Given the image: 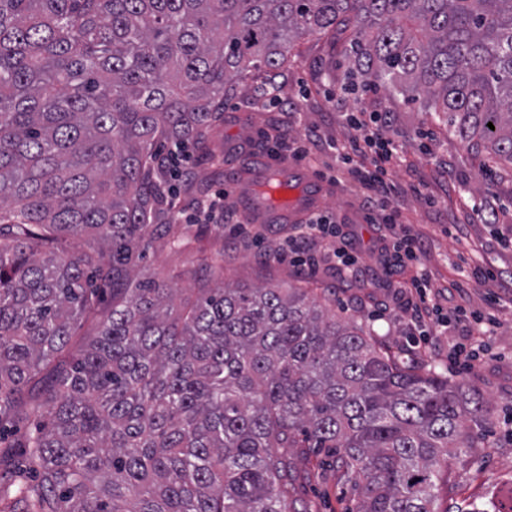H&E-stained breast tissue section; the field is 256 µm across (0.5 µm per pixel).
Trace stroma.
Wrapping results in <instances>:
<instances>
[{
	"label": "stroma",
	"instance_id": "stroma-1",
	"mask_svg": "<svg viewBox=\"0 0 512 512\" xmlns=\"http://www.w3.org/2000/svg\"><path fill=\"white\" fill-rule=\"evenodd\" d=\"M344 48V42L328 36H305L297 41L288 68L239 83L236 94L224 103V121L212 133L206 152H191L182 165L190 190L176 200L182 209L181 249L174 252L152 245L137 272L142 278L163 276L176 288H192L200 258L220 251L225 283L285 288L306 280L316 292L334 288L333 312L363 323L393 350L404 349L407 342L418 340L421 331H430L428 347L413 352L409 364L428 363L444 375L474 382L490 407L486 424L474 429V447L458 454L449 477L440 480L437 506L440 512L452 504L463 512L473 504L484 508L495 493L512 487V305L507 302L512 296V246H502L498 240L512 227V170L484 175L480 158L429 112L423 95L393 93L364 77L358 91L343 101L334 100L336 89L346 82ZM358 107L390 112L392 134L401 148V163L391 175L390 203L408 231L422 241L423 253L419 264L398 275L388 273L382 231L367 221L361 209L366 189L336 163L337 146L352 134L346 114ZM305 135L312 138L307 166L333 181L322 212L346 225L360 253L357 276L326 263L313 267L278 260L263 263V255L277 250L291 234L288 225L268 229L266 239L257 242L230 240L220 224L203 232L191 222L195 202L224 187L229 190L225 212L245 221L241 197L248 187L235 184V176L277 141L291 143ZM428 195L437 200V208L426 206ZM477 266L491 268L494 278L475 279L472 271ZM420 274L427 276L431 297L442 314L452 315L464 305L494 315L491 350L472 369L452 366L448 347L473 342L480 327L454 324L444 330L415 319L410 297L412 281ZM26 427V420L13 419L0 438L1 488L35 480L21 449L12 445ZM294 496L313 505V512H351L357 493L327 465L296 481Z\"/></svg>",
	"mask_w": 512,
	"mask_h": 512
}]
</instances>
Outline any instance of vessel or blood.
I'll return each instance as SVG.
<instances>
[{
	"instance_id": "b4317fda",
	"label": "vessel or blood",
	"mask_w": 512,
	"mask_h": 512,
	"mask_svg": "<svg viewBox=\"0 0 512 512\" xmlns=\"http://www.w3.org/2000/svg\"><path fill=\"white\" fill-rule=\"evenodd\" d=\"M257 192L249 199V219L266 224H296L318 211L326 187L310 180L306 170L285 161H268L251 170Z\"/></svg>"
}]
</instances>
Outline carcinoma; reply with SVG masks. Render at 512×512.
I'll list each match as a JSON object with an SVG mask.
<instances>
[{
    "mask_svg": "<svg viewBox=\"0 0 512 512\" xmlns=\"http://www.w3.org/2000/svg\"><path fill=\"white\" fill-rule=\"evenodd\" d=\"M338 30L351 71L423 92L512 165V0H0V421L50 415L17 442L38 483L0 512H309L291 489L311 448L335 452L353 512H438L490 414L475 383L406 364L307 288L133 283L153 241L177 244L161 147L204 145L249 73Z\"/></svg>",
    "mask_w": 512,
    "mask_h": 512,
    "instance_id": "obj_1",
    "label": "carcinoma"
}]
</instances>
